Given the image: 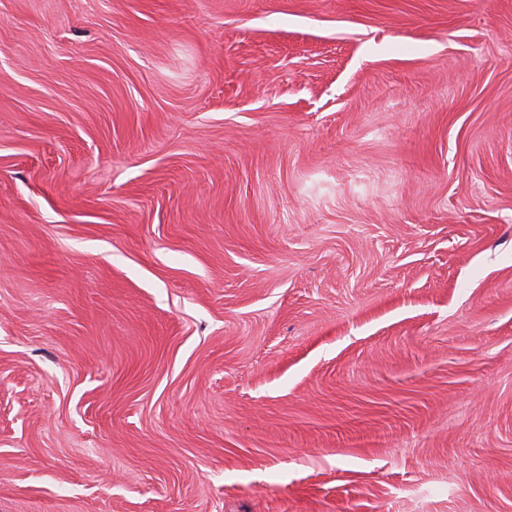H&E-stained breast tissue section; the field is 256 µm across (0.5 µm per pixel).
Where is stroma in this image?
Here are the masks:
<instances>
[{
    "label": "stroma",
    "instance_id": "stroma-1",
    "mask_svg": "<svg viewBox=\"0 0 512 512\" xmlns=\"http://www.w3.org/2000/svg\"><path fill=\"white\" fill-rule=\"evenodd\" d=\"M0 512H512V0H0Z\"/></svg>",
    "mask_w": 512,
    "mask_h": 512
}]
</instances>
